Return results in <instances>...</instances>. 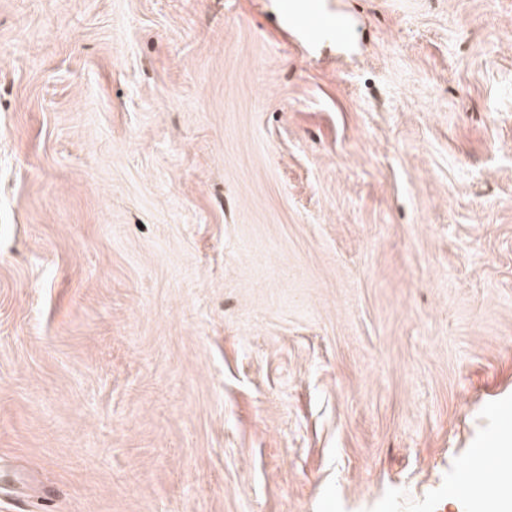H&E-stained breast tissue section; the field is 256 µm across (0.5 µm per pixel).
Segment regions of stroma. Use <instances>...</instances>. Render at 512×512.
<instances>
[{
	"label": "stroma",
	"mask_w": 512,
	"mask_h": 512,
	"mask_svg": "<svg viewBox=\"0 0 512 512\" xmlns=\"http://www.w3.org/2000/svg\"><path fill=\"white\" fill-rule=\"evenodd\" d=\"M492 438L512 0H0V512H496Z\"/></svg>",
	"instance_id": "stroma-1"
}]
</instances>
